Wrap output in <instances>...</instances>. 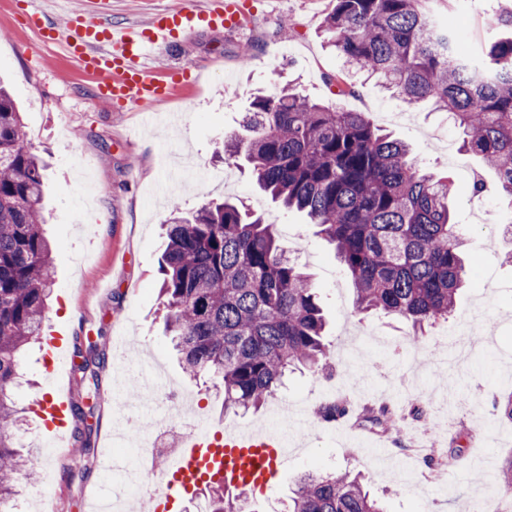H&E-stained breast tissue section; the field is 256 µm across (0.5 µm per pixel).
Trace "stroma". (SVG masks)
<instances>
[{"label": "stroma", "instance_id": "stroma-1", "mask_svg": "<svg viewBox=\"0 0 512 512\" xmlns=\"http://www.w3.org/2000/svg\"><path fill=\"white\" fill-rule=\"evenodd\" d=\"M109 2L105 22L129 24L182 0ZM250 2L245 27L201 30L174 49L149 55L150 68L179 69L185 76L166 111L144 125L137 110L117 112L109 100L96 97V76L62 49L45 46L24 25L18 0H0V75L9 79L28 142L46 164L45 229L56 269L46 329L60 332L80 361L88 355L85 324L110 341L104 361L94 367V397H87L79 374L62 379L72 402L87 409L84 418H70L69 428H90V451L76 456L70 446L57 449L55 481L24 483L19 499L30 502L43 492L54 498L56 512H85L103 480L102 441L112 429L116 389L112 365L126 357L134 376L161 365L168 385L182 395L201 396L209 422L219 427L270 423L280 403L307 411L301 451L285 457L274 490L243 495L244 512H287L298 477L346 470L362 473L385 512H462L470 497L499 493L498 475L512 464V420L493 414L495 400L512 396V264L503 260L512 252V236L498 225L474 221L483 199L506 219L512 205L493 188L494 176L479 158L459 151L460 129L432 103L408 104L362 75L354 94L337 95L329 78L343 73V60L320 33L330 0ZM498 5L499 0H427L425 8L435 17L452 15L472 51L487 35L485 16ZM245 45L253 48L246 64L238 57ZM287 83L313 100L366 113L410 144L421 169L452 182V215L466 228L468 263L467 285L448 321L425 327L417 337L396 316L358 312L351 280L317 227L263 195L245 162L215 157L225 134L238 129L253 93L272 94ZM476 176L488 184L485 198L471 192ZM174 195L187 212L233 198L273 223L280 244L309 276L326 316L332 357L324 372L292 373L274 400L239 414L225 412L222 391L183 372L165 334L158 293L163 225ZM452 331L464 333L468 352L450 370L440 359ZM22 360L26 380L15 388L14 400L25 421L16 442L36 451L53 436L37 406L53 385L42 347H29ZM330 397L346 400L350 416L321 421L316 410ZM367 407L396 413L400 432L372 428L361 417ZM433 445L455 460L460 478L453 496L424 480Z\"/></svg>", "mask_w": 512, "mask_h": 512}]
</instances>
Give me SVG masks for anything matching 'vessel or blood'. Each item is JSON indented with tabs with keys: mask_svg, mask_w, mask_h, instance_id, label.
<instances>
[{
	"mask_svg": "<svg viewBox=\"0 0 512 512\" xmlns=\"http://www.w3.org/2000/svg\"><path fill=\"white\" fill-rule=\"evenodd\" d=\"M246 8L245 0H225L223 12L216 13L200 7L197 0H184L178 9L154 12L146 23L129 27L87 25L75 17L62 24L43 11L26 13L25 22L43 42L63 45L80 68L98 76V96L123 108L156 107L171 99L172 93L169 83H161L157 72L145 65L148 51L203 28L236 30L246 20ZM39 408L53 429L67 428L68 399L50 394ZM288 439L284 426L236 432L201 424L169 471L174 493L150 498V512H173L177 496L196 491L205 481L222 482L228 493L248 487L266 490L278 473Z\"/></svg>",
	"mask_w": 512,
	"mask_h": 512,
	"instance_id": "obj_1",
	"label": "vessel or blood"
}]
</instances>
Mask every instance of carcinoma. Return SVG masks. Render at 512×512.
<instances>
[{"instance_id": "obj_1", "label": "carcinoma", "mask_w": 512, "mask_h": 512, "mask_svg": "<svg viewBox=\"0 0 512 512\" xmlns=\"http://www.w3.org/2000/svg\"><path fill=\"white\" fill-rule=\"evenodd\" d=\"M322 32L350 69L377 77L414 105L429 99L462 129L461 149L477 156L512 204V7L485 17L491 36L461 53L439 31L425 0H333ZM242 126L216 153L243 158L256 183L288 210L305 214L333 245L350 276L356 309L405 319L417 332L446 319L464 283V233L454 224L448 178L420 169L407 145L363 112L319 104L288 85L251 98ZM160 294L165 327L185 373L216 379L224 410L256 409L288 374L320 371L330 355L312 285L281 247L273 225L238 204L209 202L185 215L171 203ZM42 166L26 141L17 104L0 85V512H11L34 466L15 447L13 391L23 348L42 335L55 285L44 235ZM98 344L75 366L81 379L104 359ZM342 400L324 403L327 422ZM365 421L384 430L385 408ZM211 512H243L209 488ZM288 512H383L359 476L308 474Z\"/></svg>"}]
</instances>
